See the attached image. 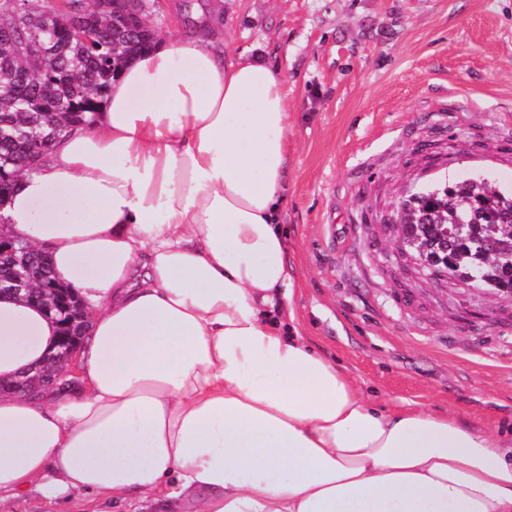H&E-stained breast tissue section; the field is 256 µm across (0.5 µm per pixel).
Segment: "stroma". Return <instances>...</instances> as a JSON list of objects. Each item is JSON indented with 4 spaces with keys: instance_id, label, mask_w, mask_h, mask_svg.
<instances>
[{
    "instance_id": "35a3bbf8",
    "label": "stroma",
    "mask_w": 512,
    "mask_h": 512,
    "mask_svg": "<svg viewBox=\"0 0 512 512\" xmlns=\"http://www.w3.org/2000/svg\"><path fill=\"white\" fill-rule=\"evenodd\" d=\"M224 59L282 70L296 326L385 407L512 434V304L404 272L382 216L437 157L512 189V0H217ZM30 489L11 512H95Z\"/></svg>"
}]
</instances>
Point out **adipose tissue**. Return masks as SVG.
<instances>
[{"instance_id":"obj_1","label":"adipose tissue","mask_w":512,"mask_h":512,"mask_svg":"<svg viewBox=\"0 0 512 512\" xmlns=\"http://www.w3.org/2000/svg\"><path fill=\"white\" fill-rule=\"evenodd\" d=\"M209 41L132 58L0 207L87 313L77 389L0 393V512L33 487L188 512H512V443L379 409L284 334L286 77ZM58 335L0 296V383Z\"/></svg>"}]
</instances>
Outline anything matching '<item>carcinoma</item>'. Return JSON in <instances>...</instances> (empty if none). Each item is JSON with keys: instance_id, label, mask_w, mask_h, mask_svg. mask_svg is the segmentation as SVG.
<instances>
[{"instance_id": "carcinoma-1", "label": "carcinoma", "mask_w": 512, "mask_h": 512, "mask_svg": "<svg viewBox=\"0 0 512 512\" xmlns=\"http://www.w3.org/2000/svg\"><path fill=\"white\" fill-rule=\"evenodd\" d=\"M65 9L48 10L26 0L13 14L8 0H0V203L13 191L19 176L37 169L33 148L50 143L75 125H88V114L103 97L129 57L151 49L158 39L156 21L148 27L114 25L102 0H64ZM405 224L434 226L463 220L476 225L472 237H448L449 251L435 246L433 253L446 265L448 277L463 280L475 264L487 276V291L512 290V276L503 277L501 255L480 242L481 224H497L495 238L512 239V192L487 181H450L442 178L409 195ZM50 266L39 253L31 254L27 291L22 300L55 306L68 297L70 330H83L81 303L68 290L46 294L40 284Z\"/></svg>"}]
</instances>
